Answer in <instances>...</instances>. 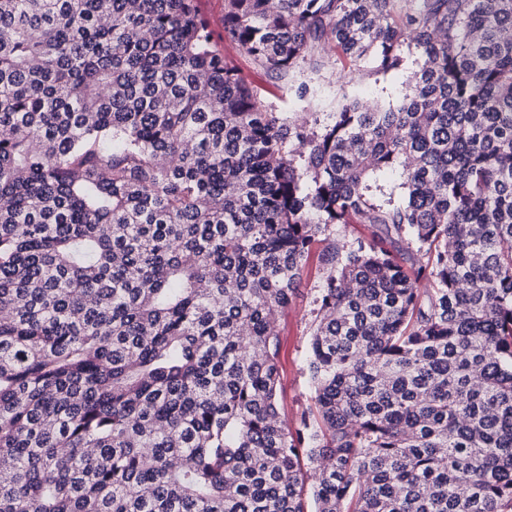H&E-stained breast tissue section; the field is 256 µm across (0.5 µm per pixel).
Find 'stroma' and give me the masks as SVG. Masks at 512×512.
<instances>
[{"instance_id":"obj_1","label":"stroma","mask_w":512,"mask_h":512,"mask_svg":"<svg viewBox=\"0 0 512 512\" xmlns=\"http://www.w3.org/2000/svg\"><path fill=\"white\" fill-rule=\"evenodd\" d=\"M201 14L207 19L213 41L227 63L235 66L241 76L257 94L279 112L292 117L304 116L308 112H329L336 101L345 93L358 92L360 99L372 104L386 105L399 103L407 91L404 79L418 70L421 61L418 55L406 56L400 74H376L370 66L360 71L335 65L321 72L302 68L295 74L296 81H305L319 88L320 101L315 104L298 100L288 83L271 79L258 70L237 45L224 34V0H198ZM326 267L319 251L309 255L298 297L285 309L278 321L280 338L281 380L279 406L288 419L309 404L311 391L303 371L304 358L308 349L311 311L315 290L320 284Z\"/></svg>"}]
</instances>
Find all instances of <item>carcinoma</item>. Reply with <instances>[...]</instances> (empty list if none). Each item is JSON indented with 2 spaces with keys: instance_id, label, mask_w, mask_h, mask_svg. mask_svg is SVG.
<instances>
[{
  "instance_id": "carcinoma-1",
  "label": "carcinoma",
  "mask_w": 512,
  "mask_h": 512,
  "mask_svg": "<svg viewBox=\"0 0 512 512\" xmlns=\"http://www.w3.org/2000/svg\"><path fill=\"white\" fill-rule=\"evenodd\" d=\"M506 28L512 0H224L278 81L422 59L321 124L196 0H0V512H512ZM320 244L290 425L276 318ZM200 13L207 19L213 42L227 63L235 66L241 76L257 94L277 112L286 116H305L308 112L321 113V120L330 112L344 92H358L360 99L372 102L373 106L399 103L407 92L402 84L407 76L419 69L421 60L416 54L405 55L400 74H374L371 64L365 63L360 71L343 68L339 63L320 73L304 67L295 73L296 82L305 81L319 87L321 99L315 104L300 101L290 90L288 82L271 79L258 70L253 62L243 54L237 45L224 34V0H197ZM357 74L354 76V74ZM352 79V81H351ZM403 179L399 170L386 171L380 175L379 183L382 185V192L385 197H392L395 202L404 198L405 189L402 187Z\"/></svg>"
}]
</instances>
